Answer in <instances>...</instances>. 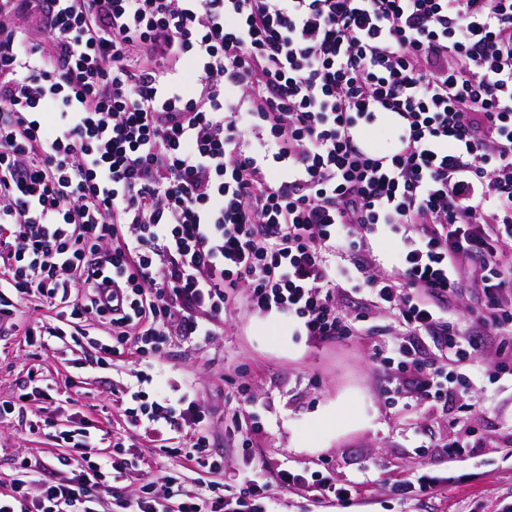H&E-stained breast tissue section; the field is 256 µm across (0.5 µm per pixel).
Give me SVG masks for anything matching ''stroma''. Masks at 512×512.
I'll use <instances>...</instances> for the list:
<instances>
[{
	"instance_id": "stroma-1",
	"label": "stroma",
	"mask_w": 512,
	"mask_h": 512,
	"mask_svg": "<svg viewBox=\"0 0 512 512\" xmlns=\"http://www.w3.org/2000/svg\"><path fill=\"white\" fill-rule=\"evenodd\" d=\"M338 303L363 320V332L314 340L296 322L253 311L241 297L209 343L168 349L172 377L191 382L210 415L211 449L221 456L225 476L254 459L265 462L271 478L284 467H324L336 485L362 481L351 512H512V379L492 375L500 359L497 339L484 338L465 367L470 392L440 405L409 390L394 404L389 390L403 375L373 354L400 341L395 316L357 294L341 293ZM52 321V310L27 297L16 300L11 319L0 325V402L29 396L23 413L0 416V494L9 493L8 477L21 459L64 453L54 424L69 417L95 428L103 447L128 445L127 467L116 481L122 490L137 492L169 472L189 488L210 481L192 464L160 455L153 443L133 440L119 404L133 382L134 360L99 361L90 345L105 336L106 325L94 323L87 335L41 347L30 330ZM32 371L49 386V396L32 393ZM242 385L255 402L237 406V418L260 426L246 450L224 418L225 399ZM472 431L482 448L463 447ZM422 476L439 477L438 490L395 494V486Z\"/></svg>"
}]
</instances>
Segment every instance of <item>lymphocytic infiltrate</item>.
Segmentation results:
<instances>
[{
    "label": "lymphocytic infiltrate",
    "mask_w": 512,
    "mask_h": 512,
    "mask_svg": "<svg viewBox=\"0 0 512 512\" xmlns=\"http://www.w3.org/2000/svg\"><path fill=\"white\" fill-rule=\"evenodd\" d=\"M381 225L405 246L376 275ZM349 277L398 319L403 341L375 356L423 397L468 390L448 365L484 335L512 375V0H0V316L35 292L48 336L108 321L96 349L139 365L121 412L164 455L222 468L192 386L146 398L166 348L208 341L242 287L306 336L346 338ZM465 288L481 306L449 329ZM421 335L440 361L418 358ZM58 437L77 464L21 460L0 512H226L213 485L119 493L123 457L80 426ZM235 483L249 512L278 487L335 512L359 492L262 464Z\"/></svg>",
    "instance_id": "obj_1"
}]
</instances>
